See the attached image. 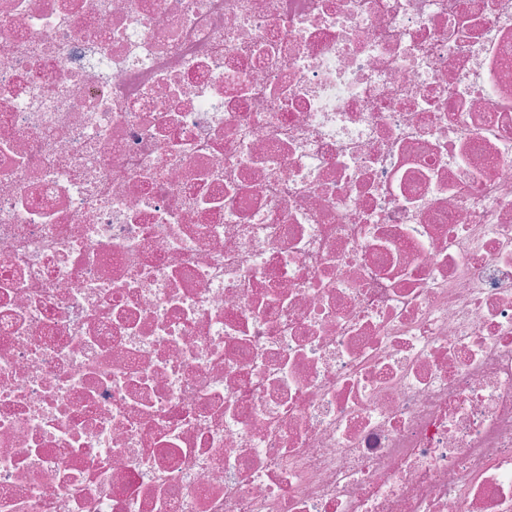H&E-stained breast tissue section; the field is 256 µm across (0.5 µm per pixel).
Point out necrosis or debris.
Wrapping results in <instances>:
<instances>
[{
    "label": "necrosis or debris",
    "instance_id": "1",
    "mask_svg": "<svg viewBox=\"0 0 512 512\" xmlns=\"http://www.w3.org/2000/svg\"><path fill=\"white\" fill-rule=\"evenodd\" d=\"M0 512H512V0H0Z\"/></svg>",
    "mask_w": 512,
    "mask_h": 512
}]
</instances>
